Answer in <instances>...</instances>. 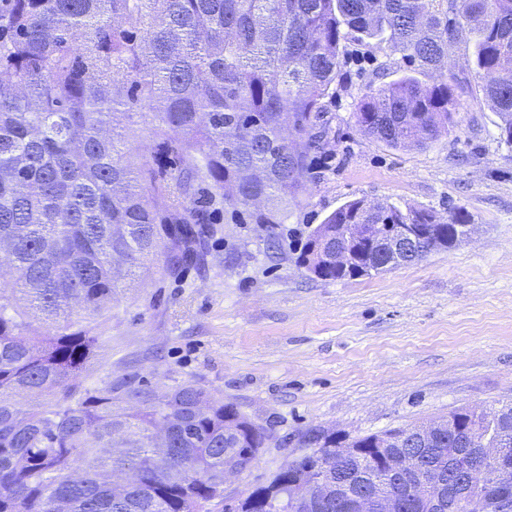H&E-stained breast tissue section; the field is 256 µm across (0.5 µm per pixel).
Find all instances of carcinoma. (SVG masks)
Segmentation results:
<instances>
[{
  "label": "carcinoma",
  "instance_id": "1",
  "mask_svg": "<svg viewBox=\"0 0 512 512\" xmlns=\"http://www.w3.org/2000/svg\"><path fill=\"white\" fill-rule=\"evenodd\" d=\"M475 36V76L512 144V0H0V260L16 272L0 287V512H204L224 497V462L263 448L262 427L212 392L186 383L164 394L130 376L85 386L103 317L133 267L165 247L174 273L203 259L211 213L241 224H281L319 136L322 100L355 32L399 51L414 74L367 86L355 103L361 131L393 147H424L448 130L468 84L440 74L453 30ZM159 102L152 135L176 166L147 160L112 129L116 112ZM432 210L376 211L345 204L312 231L302 259L343 224H435ZM468 215L449 213L448 243ZM463 451L497 437L512 464V401L489 413L448 412ZM238 435L224 437L228 418ZM170 432L172 462L152 435ZM409 427L350 440L334 479L362 475L372 493L416 504L422 468L445 473L438 494L471 496L497 512V485L469 489L445 446L399 445ZM343 442L316 431L310 451L255 488L247 512H266L268 491L311 476L313 458ZM408 455L390 473L377 457ZM139 479L116 498L113 477Z\"/></svg>",
  "mask_w": 512,
  "mask_h": 512
}]
</instances>
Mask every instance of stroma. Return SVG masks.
<instances>
[{"label": "stroma", "instance_id": "obj_1", "mask_svg": "<svg viewBox=\"0 0 512 512\" xmlns=\"http://www.w3.org/2000/svg\"><path fill=\"white\" fill-rule=\"evenodd\" d=\"M447 67L471 82L447 132L395 148L359 130L354 103L411 65L348 36L308 191L287 222L235 224L215 211L203 263L176 275L160 261L140 266L101 320L89 385L134 375L162 394L191 382L265 429L255 467L227 495L269 483L307 432L353 438L512 399V145L473 80L472 34L450 43ZM358 198L443 216L458 207L476 229L414 264L316 278L298 260L303 244Z\"/></svg>", "mask_w": 512, "mask_h": 512}]
</instances>
